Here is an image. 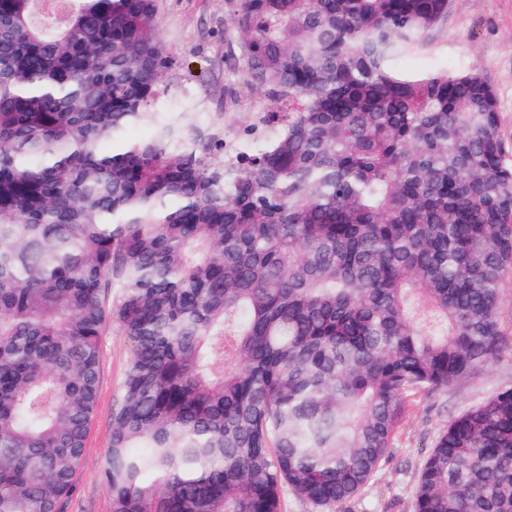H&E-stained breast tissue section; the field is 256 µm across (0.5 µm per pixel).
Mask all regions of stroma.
<instances>
[{
    "mask_svg": "<svg viewBox=\"0 0 512 512\" xmlns=\"http://www.w3.org/2000/svg\"><path fill=\"white\" fill-rule=\"evenodd\" d=\"M161 39L172 64L152 109L188 124L224 120V157L258 146L256 123L275 102L246 86L238 72L241 48L226 41L230 0H157ZM419 72L480 68L494 89L499 133L512 159V0H448V12L416 52L400 62ZM129 344L115 331L102 338L97 408L76 474L77 493L65 512H111L102 464L112 441V408L122 393ZM512 384V358L503 357L448 392L420 397L407 411L394 448L374 478L336 512H413L421 464L440 431L467 407Z\"/></svg>",
    "mask_w": 512,
    "mask_h": 512,
    "instance_id": "1",
    "label": "stroma"
}]
</instances>
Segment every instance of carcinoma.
Masks as SVG:
<instances>
[{"mask_svg":"<svg viewBox=\"0 0 512 512\" xmlns=\"http://www.w3.org/2000/svg\"><path fill=\"white\" fill-rule=\"evenodd\" d=\"M235 2L244 81L280 111L226 164L224 121L150 110L156 0H0V512L75 496L110 329L111 512H283L286 490L332 512L413 397L512 352L494 90L399 67L448 0ZM413 508L512 512V385L448 422Z\"/></svg>","mask_w":512,"mask_h":512,"instance_id":"obj_1","label":"carcinoma"}]
</instances>
